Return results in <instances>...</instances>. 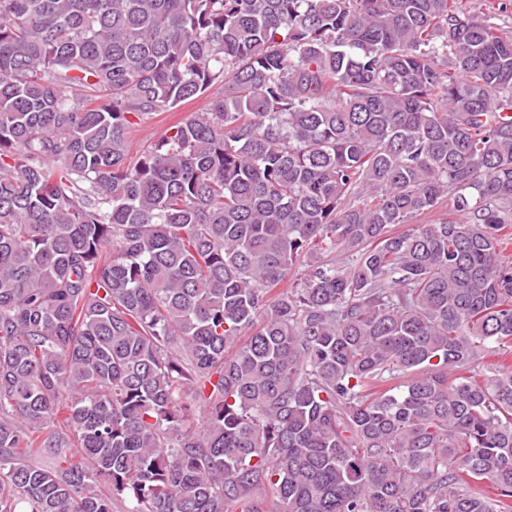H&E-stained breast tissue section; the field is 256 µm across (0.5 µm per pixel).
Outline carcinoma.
<instances>
[{
	"instance_id": "cac0c4a2",
	"label": "carcinoma",
	"mask_w": 512,
	"mask_h": 512,
	"mask_svg": "<svg viewBox=\"0 0 512 512\" xmlns=\"http://www.w3.org/2000/svg\"><path fill=\"white\" fill-rule=\"evenodd\" d=\"M493 15L0 0V512H512ZM208 104V99L200 97L169 112H160L141 120H134L129 132V154L138 157L146 148L164 134L172 125L185 120L191 113L200 112Z\"/></svg>"
}]
</instances>
